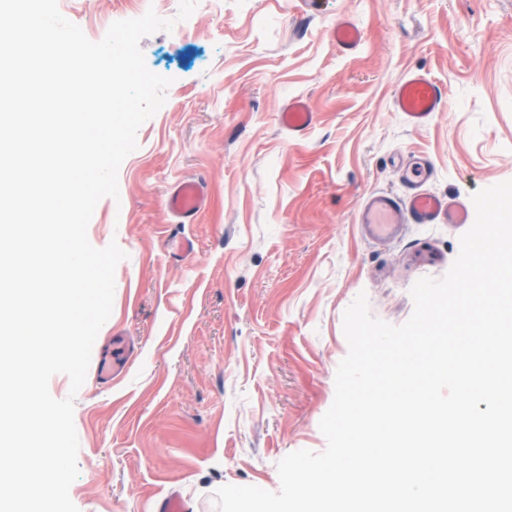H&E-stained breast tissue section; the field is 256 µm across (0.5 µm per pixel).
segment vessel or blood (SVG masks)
<instances>
[{
    "mask_svg": "<svg viewBox=\"0 0 512 512\" xmlns=\"http://www.w3.org/2000/svg\"><path fill=\"white\" fill-rule=\"evenodd\" d=\"M362 31L352 21L337 23L333 39L344 53L357 49ZM445 102V93L434 80L422 73L411 74L395 91V105L407 124L418 127L429 121ZM315 115L300 100H293L283 108L280 121L293 133H303L314 123ZM428 175L427 169H417L406 181L404 195L375 194L369 197L362 211L360 224L377 240L390 237L403 224H437L448 222L464 224L469 220L467 206L454 198L439 196L421 190L420 183ZM209 194L199 179L179 182L168 196L169 211L179 221L186 222L207 208Z\"/></svg>",
    "mask_w": 512,
    "mask_h": 512,
    "instance_id": "b4317fda",
    "label": "vessel or blood"
}]
</instances>
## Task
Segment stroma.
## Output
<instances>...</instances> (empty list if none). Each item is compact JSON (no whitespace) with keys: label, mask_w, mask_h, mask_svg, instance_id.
Returning <instances> with one entry per match:
<instances>
[{"label":"stroma","mask_w":512,"mask_h":512,"mask_svg":"<svg viewBox=\"0 0 512 512\" xmlns=\"http://www.w3.org/2000/svg\"><path fill=\"white\" fill-rule=\"evenodd\" d=\"M58 4L93 41L136 16L134 0ZM178 7L153 5L172 19ZM344 19L363 33L348 54L332 37ZM140 46L172 83L120 166L118 199H102L87 230L127 254L93 346L108 358L123 337L127 370L107 384L88 371L75 393L57 374L49 391L74 399L79 512H156L173 491L217 512L219 487L278 491L284 456L325 449L356 296L403 324L413 284L459 252L463 224L366 240L365 199L402 194L419 163L425 189L465 201L512 180V0H199ZM415 72L448 93L419 128L393 103ZM293 98L316 114L301 135L280 123ZM189 178L205 179L210 203L182 224L167 197ZM182 238L191 253L173 252Z\"/></svg>","instance_id":"35a3bbf8"}]
</instances>
